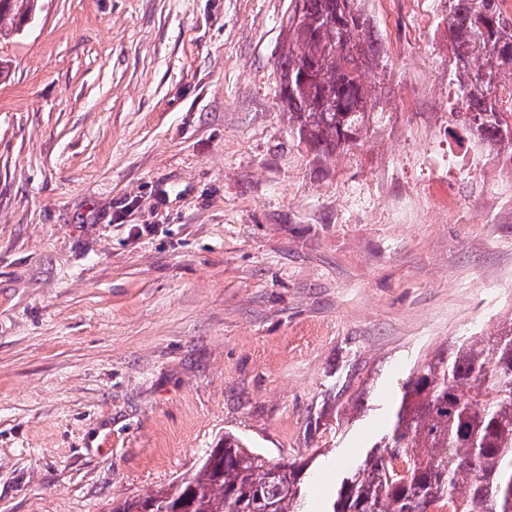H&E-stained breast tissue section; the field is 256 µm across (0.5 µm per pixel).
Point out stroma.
Wrapping results in <instances>:
<instances>
[{
    "label": "stroma",
    "mask_w": 512,
    "mask_h": 512,
    "mask_svg": "<svg viewBox=\"0 0 512 512\" xmlns=\"http://www.w3.org/2000/svg\"><path fill=\"white\" fill-rule=\"evenodd\" d=\"M290 0H39L0 43V512H110L232 433L326 512L425 355L512 320V164L448 113L439 0H365L382 68L314 158Z\"/></svg>",
    "instance_id": "35a3bbf8"
}]
</instances>
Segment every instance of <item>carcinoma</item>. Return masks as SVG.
Returning a JSON list of instances; mask_svg holds the SVG:
<instances>
[{"instance_id": "obj_1", "label": "carcinoma", "mask_w": 512, "mask_h": 512, "mask_svg": "<svg viewBox=\"0 0 512 512\" xmlns=\"http://www.w3.org/2000/svg\"><path fill=\"white\" fill-rule=\"evenodd\" d=\"M277 61L292 130L316 157L358 140L380 65L361 0H300ZM37 0H0V36L20 30ZM452 48V119L491 148L512 149V13L502 0H444ZM382 451L346 476L330 512H512V320L426 357L402 383ZM298 460L271 463L232 433L172 490L111 512H302Z\"/></svg>"}]
</instances>
